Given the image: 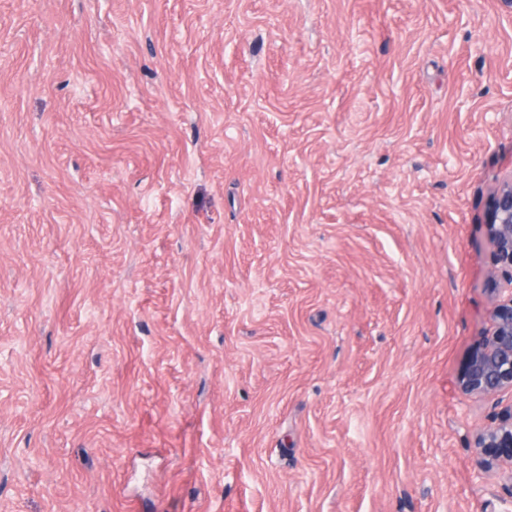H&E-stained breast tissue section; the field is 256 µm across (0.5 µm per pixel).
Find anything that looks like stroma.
<instances>
[{"mask_svg": "<svg viewBox=\"0 0 512 512\" xmlns=\"http://www.w3.org/2000/svg\"><path fill=\"white\" fill-rule=\"evenodd\" d=\"M510 180L504 0H0V512H512ZM488 238L493 245L494 270L507 284L492 288L495 302L490 331L470 352L457 379L458 390L466 396L488 395L512 390V182L504 184L491 201ZM475 448L479 449L478 465L481 469L494 463H508L512 480V409L501 425L477 437Z\"/></svg>", "mask_w": 512, "mask_h": 512, "instance_id": "35a3bbf8", "label": "stroma"}]
</instances>
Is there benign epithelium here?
<instances>
[{"label":"benign epithelium","mask_w":512,"mask_h":512,"mask_svg":"<svg viewBox=\"0 0 512 512\" xmlns=\"http://www.w3.org/2000/svg\"><path fill=\"white\" fill-rule=\"evenodd\" d=\"M488 238L493 245L492 279L503 278L504 288H495L490 331L470 352L457 379L466 395H488L512 390V182L504 184L491 201ZM478 465L486 469L505 462L512 467V412L497 428L476 439Z\"/></svg>","instance_id":"1"}]
</instances>
